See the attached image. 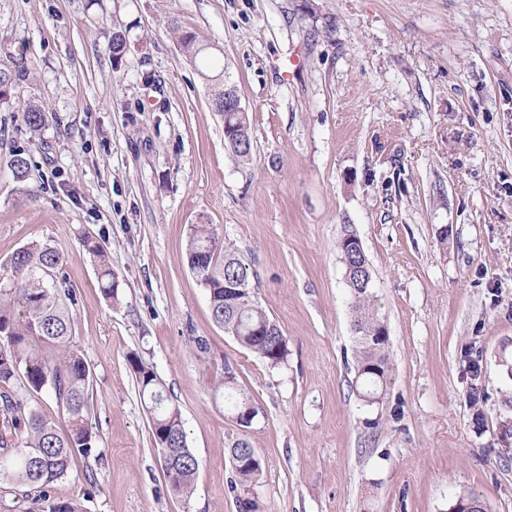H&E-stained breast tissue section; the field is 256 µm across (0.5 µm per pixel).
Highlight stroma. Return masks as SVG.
I'll return each instance as SVG.
<instances>
[{"label":"stroma","instance_id":"stroma-1","mask_svg":"<svg viewBox=\"0 0 512 512\" xmlns=\"http://www.w3.org/2000/svg\"><path fill=\"white\" fill-rule=\"evenodd\" d=\"M199 33L251 128L224 142ZM128 50L114 60V34ZM0 275L33 241L64 255L92 373L96 460L48 490L86 512H512V0H0ZM48 121L32 132L26 104ZM26 153L24 179L11 167ZM211 224L250 265L288 338L272 367L217 326L187 265ZM447 243H440V230ZM359 237L389 332L382 402L358 394L337 248ZM104 249L114 295L83 245ZM207 350L194 354L189 337ZM476 348L485 399L469 402ZM179 408L200 466L189 498L162 469L130 357ZM232 366L261 411L258 481L232 488L239 433L213 392ZM484 415L474 424V410ZM14 59L20 60V65L13 66L9 71H4V68L0 69V87H8V93L10 90L18 87L21 82L25 81L30 70L29 61L25 56L21 54L17 57H13L11 63Z\"/></svg>","mask_w":512,"mask_h":512}]
</instances>
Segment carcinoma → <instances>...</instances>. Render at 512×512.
<instances>
[{
  "instance_id": "obj_1",
  "label": "carcinoma",
  "mask_w": 512,
  "mask_h": 512,
  "mask_svg": "<svg viewBox=\"0 0 512 512\" xmlns=\"http://www.w3.org/2000/svg\"><path fill=\"white\" fill-rule=\"evenodd\" d=\"M179 40L193 59L205 55L207 47L196 32L181 30ZM17 59L20 64L12 69H0V87L12 90L25 81L29 61L23 55ZM24 117L35 131L43 128L47 119L46 112L37 106L28 107ZM242 127H249L247 114L237 112L224 117V133L234 136ZM218 241L213 225L194 224L187 244L189 268L208 292L212 318L242 348L276 367L288 358V339L253 296H241L239 302L231 303L229 289L249 284V267L232 248L216 250ZM84 246L99 258L102 289L112 297V269L104 250L89 239ZM341 259L352 295L359 394L364 401L372 398L377 404L392 376L389 342L373 336L383 317L376 295L366 282L370 270H363L360 277L352 270L367 265L366 259H355L344 252ZM62 264L58 248L47 242H31L12 256L9 276L0 277V479L38 490L28 512H84L77 501L48 503L47 488L68 474L76 458L86 462L96 459L95 436L89 426L90 369L75 345L70 310L74 294L66 278L59 275ZM465 357L471 385L469 399L476 405L482 396L478 382L483 367L480 356L473 351L465 352ZM130 365L166 477L176 494L188 498L194 490L199 461L187 446L180 411L151 367L137 356L130 359ZM20 376L32 391L51 392L66 415V431H59L56 423L12 396V387ZM216 392L222 393L225 406L233 412L249 405L260 411L229 365L224 367V386ZM263 468L261 458L254 465L237 467L235 484L247 486Z\"/></svg>"
}]
</instances>
